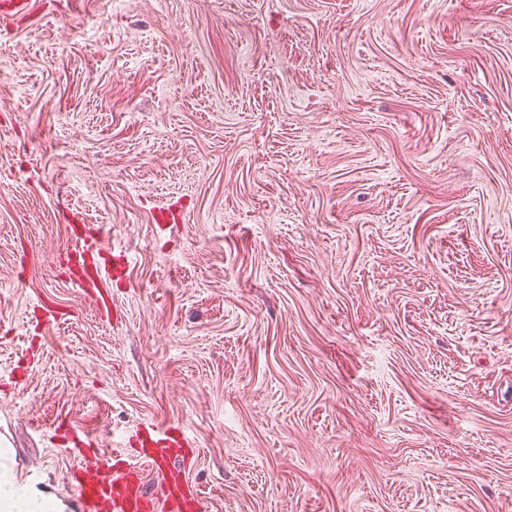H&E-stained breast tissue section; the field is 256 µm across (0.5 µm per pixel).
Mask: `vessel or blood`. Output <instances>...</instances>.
Listing matches in <instances>:
<instances>
[{
  "instance_id": "b4317fda",
  "label": "vessel or blood",
  "mask_w": 512,
  "mask_h": 512,
  "mask_svg": "<svg viewBox=\"0 0 512 512\" xmlns=\"http://www.w3.org/2000/svg\"><path fill=\"white\" fill-rule=\"evenodd\" d=\"M77 250L85 268L82 287L91 289L97 301H104L108 286V271L93 264L92 256L104 252L99 237L87 234ZM141 466H134L112 452L96 448L92 451L93 472L78 483L76 490L86 512H202V501L181 468L172 464L183 448L189 447L188 437L174 438L167 430L150 426L139 441ZM161 470L163 483L159 497H149L144 489L142 466Z\"/></svg>"
}]
</instances>
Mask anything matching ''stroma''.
<instances>
[{
    "mask_svg": "<svg viewBox=\"0 0 512 512\" xmlns=\"http://www.w3.org/2000/svg\"><path fill=\"white\" fill-rule=\"evenodd\" d=\"M150 424L205 512H512V0L0 13V448L83 512ZM80 238L83 241V245L75 252V255L81 260L80 268L84 272L85 280H80L78 284L81 288L91 289L95 293L97 302L107 306L103 290L106 291V288H108L109 274L106 265L102 268L101 265L94 262V256H101V253L106 251V247L96 235L85 233ZM90 256L93 261H91ZM88 266L93 268L89 270Z\"/></svg>",
    "mask_w": 512,
    "mask_h": 512,
    "instance_id": "stroma-1",
    "label": "stroma"
}]
</instances>
